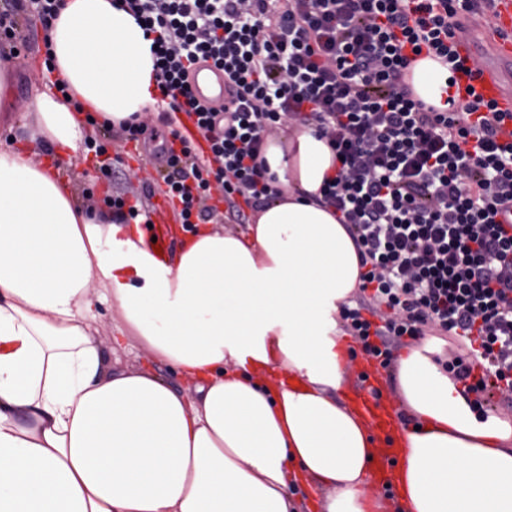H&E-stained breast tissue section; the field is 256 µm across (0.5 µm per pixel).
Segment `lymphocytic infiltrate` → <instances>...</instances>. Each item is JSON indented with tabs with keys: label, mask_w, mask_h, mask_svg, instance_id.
Instances as JSON below:
<instances>
[{
	"label": "lymphocytic infiltrate",
	"mask_w": 512,
	"mask_h": 512,
	"mask_svg": "<svg viewBox=\"0 0 512 512\" xmlns=\"http://www.w3.org/2000/svg\"><path fill=\"white\" fill-rule=\"evenodd\" d=\"M62 0H0V28L50 25ZM153 33L159 121L180 136L187 115L207 142L172 149L164 177L184 228L208 220L220 188L235 223L277 197L263 149L274 126L316 127L340 156L324 203L344 214L362 272L341 317L362 351L390 366L393 346L435 331L464 343L444 368L484 414L485 378L512 370V143L504 118L475 92L455 91L440 112L406 81L415 55L455 64L454 17L477 0H123ZM210 63L232 98H195L189 72Z\"/></svg>",
	"instance_id": "obj_1"
}]
</instances>
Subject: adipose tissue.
<instances>
[{"label": "adipose tissue", "instance_id": "1", "mask_svg": "<svg viewBox=\"0 0 512 512\" xmlns=\"http://www.w3.org/2000/svg\"><path fill=\"white\" fill-rule=\"evenodd\" d=\"M152 40L112 0H63L50 31L66 97L43 93L19 150H0V512H386L375 439L341 398L340 311L360 284L341 215L313 197L339 164L299 126L267 141L280 189L244 231L196 237L157 262L111 214L86 213L36 161L154 105ZM448 70L413 62L416 98L447 110ZM113 301L129 343L193 382L111 366L93 327ZM403 512H512V418H478L424 349L397 364Z\"/></svg>", "mask_w": 512, "mask_h": 512}]
</instances>
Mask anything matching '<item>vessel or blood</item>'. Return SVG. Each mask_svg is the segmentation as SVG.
<instances>
[{
  "instance_id": "vessel-or-blood-1",
  "label": "vessel or blood",
  "mask_w": 512,
  "mask_h": 512,
  "mask_svg": "<svg viewBox=\"0 0 512 512\" xmlns=\"http://www.w3.org/2000/svg\"><path fill=\"white\" fill-rule=\"evenodd\" d=\"M495 25L482 35H472L475 16L460 13L459 23L467 28V35L456 40V49L466 62L485 57L486 63L475 70L471 80L477 94L484 100L495 101L498 108L512 113V0H493ZM198 101L208 106L219 107L228 99L224 87V74L212 64L198 65L190 78ZM168 200H160L144 213L145 222L150 223L148 250H168L170 230L161 220V212L168 207ZM358 408L370 419L376 439L372 455V474L379 492L393 489V473L404 453L402 438L397 433L394 414L382 410L381 398L373 391H358L354 394Z\"/></svg>"
}]
</instances>
